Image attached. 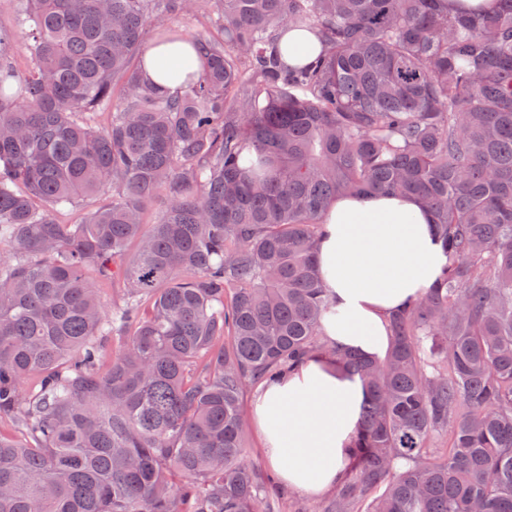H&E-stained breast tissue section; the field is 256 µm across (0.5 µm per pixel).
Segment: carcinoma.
Segmentation results:
<instances>
[{
	"label": "carcinoma",
	"instance_id": "obj_1",
	"mask_svg": "<svg viewBox=\"0 0 512 512\" xmlns=\"http://www.w3.org/2000/svg\"><path fill=\"white\" fill-rule=\"evenodd\" d=\"M215 3L175 95L132 60L194 0H20L0 31V512H261L242 393L324 349L323 218L375 192L447 263L384 358L336 354L368 400L324 512H512V0ZM287 27L321 53L286 64ZM107 194L99 193L96 196H87L79 198L73 207H69L63 214L59 215L61 224H78L80 221L93 211L97 206L105 201Z\"/></svg>",
	"mask_w": 512,
	"mask_h": 512
}]
</instances>
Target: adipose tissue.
<instances>
[{"instance_id":"1","label":"adipose tissue","mask_w":512,"mask_h":512,"mask_svg":"<svg viewBox=\"0 0 512 512\" xmlns=\"http://www.w3.org/2000/svg\"><path fill=\"white\" fill-rule=\"evenodd\" d=\"M279 49L288 64H305L320 53L321 41L313 31L291 29ZM199 70L185 39L153 43L143 53V77L171 93ZM317 257L331 302L322 318L326 348L261 384L250 404L267 462L283 485L307 496L344 478L367 399L360 377L337 363V351L384 357L390 313L432 286L446 262L430 212L400 193L334 202Z\"/></svg>"}]
</instances>
